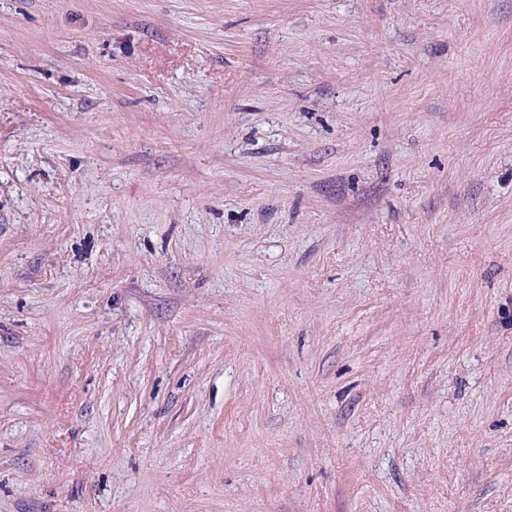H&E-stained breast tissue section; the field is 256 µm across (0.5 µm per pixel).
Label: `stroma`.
<instances>
[{
	"instance_id": "35a3bbf8",
	"label": "stroma",
	"mask_w": 512,
	"mask_h": 512,
	"mask_svg": "<svg viewBox=\"0 0 512 512\" xmlns=\"http://www.w3.org/2000/svg\"><path fill=\"white\" fill-rule=\"evenodd\" d=\"M0 512H512V0H0Z\"/></svg>"
}]
</instances>
